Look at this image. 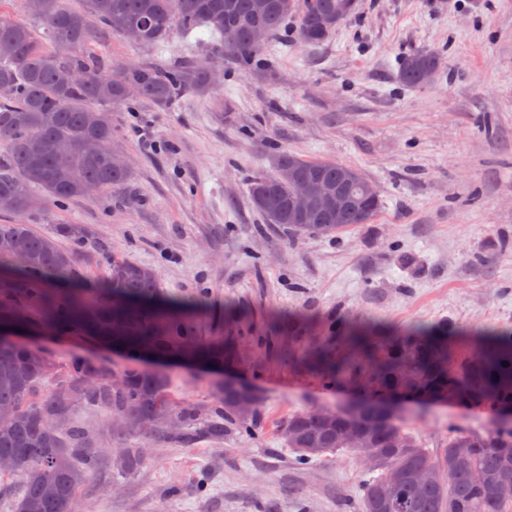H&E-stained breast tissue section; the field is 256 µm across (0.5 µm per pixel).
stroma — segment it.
I'll return each instance as SVG.
<instances>
[{
  "label": "stroma",
  "instance_id": "1",
  "mask_svg": "<svg viewBox=\"0 0 512 512\" xmlns=\"http://www.w3.org/2000/svg\"><path fill=\"white\" fill-rule=\"evenodd\" d=\"M210 45L176 26L158 51L118 34L89 49L167 65ZM422 51L439 54L441 71L402 86L399 59ZM262 55L251 72L226 62L207 98L116 111L128 186L23 214L0 209V224L42 234L83 225L86 238L60 243L91 294L113 258L152 267L159 297L181 305L195 336L233 337L246 355L240 377L258 397V437L155 442L128 478L102 465L79 489L93 512H362V459L342 449L302 466L278 432L289 414L368 397L340 330L364 328L380 351L395 335L432 331L460 360L485 335L512 339V248H500L512 240V0H359L323 44H301L292 17ZM280 151L360 170L383 202L373 223L273 231L249 188ZM22 334L60 366L78 359L112 375L126 365L94 341L47 334L33 310ZM325 345L350 362L351 383L326 384L302 366ZM166 372L173 396L217 401L220 374ZM397 415L434 456L450 433L498 423L483 405L411 396Z\"/></svg>",
  "mask_w": 512,
  "mask_h": 512
}]
</instances>
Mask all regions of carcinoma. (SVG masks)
<instances>
[{
  "mask_svg": "<svg viewBox=\"0 0 512 512\" xmlns=\"http://www.w3.org/2000/svg\"><path fill=\"white\" fill-rule=\"evenodd\" d=\"M82 0L78 8L63 0H38L32 17L43 27L0 14V198L11 210L35 205L29 187L40 188L48 201L85 197V186L101 192L122 188L132 179L131 169L116 159L122 148L114 143L112 108L144 101L167 109L184 96L205 97L214 88L207 59L173 65H118L87 51L92 26L122 35L127 41L157 47L169 37L172 24L190 32L209 26L220 34L216 53L236 64L255 68L262 60L253 32L260 27L266 41L283 30L288 17L301 11L299 40L317 45L331 30L316 20L336 10L338 0ZM72 49L63 53L59 43ZM441 59L428 52L404 57L398 80L419 86L429 71H439ZM81 79L64 84V72ZM136 85L130 96L125 86ZM66 140L73 150L60 155L55 143ZM274 172L250 184L253 209L267 224L294 236L330 235L371 223L381 199L370 200L359 191L366 180L356 168L329 159H305L288 152L273 158ZM314 175L339 183L355 203L336 215L317 209L308 222L298 224L289 210L288 171ZM71 254L52 238L35 233L27 224H0V313L23 324L20 303L32 304L49 334L81 335L104 344H116L134 362L153 348L175 354L195 348L200 361L220 368L233 361L236 346L222 336L199 340L175 305L158 300L155 270L122 258L112 259L107 297L92 299L82 288H52L53 281L74 282ZM124 334L114 340L110 326ZM347 341L372 362L367 385L393 390L411 373L408 393L418 397L447 395L459 403H484L495 410L512 406V344L493 335L477 354L459 366L446 336L394 340L382 354L375 353L361 335ZM308 365L329 383L346 376L348 366L327 349L309 355ZM113 377L75 361L60 370L41 352L0 344V462L12 468L0 472L19 477L12 512H75L78 492L86 476L101 462L96 436L75 421L83 407H96L112 420L110 431L116 454L112 469L121 476L137 472L146 461L144 449L131 440H166L190 448L201 440L224 441L230 432L256 434V414H241L237 394L222 391L214 405L175 398L168 378L160 373L127 368ZM286 447L307 464L313 458L348 448L355 436L373 448L371 471L377 476L362 486L363 512H512V497L500 494L512 485V430L493 428L485 434H451L444 452L432 456L399 418L375 424L365 415L337 414L334 425L322 411L288 416L280 430ZM441 473L440 481L426 484L425 470Z\"/></svg>",
  "mask_w": 512,
  "mask_h": 512,
  "instance_id": "1",
  "label": "carcinoma"
}]
</instances>
